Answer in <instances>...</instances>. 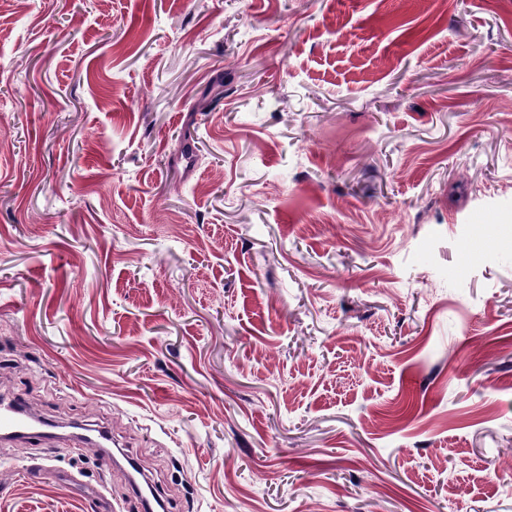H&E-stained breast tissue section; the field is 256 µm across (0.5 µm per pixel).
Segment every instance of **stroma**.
<instances>
[{
  "mask_svg": "<svg viewBox=\"0 0 512 512\" xmlns=\"http://www.w3.org/2000/svg\"><path fill=\"white\" fill-rule=\"evenodd\" d=\"M0 397L167 512H512V0H0Z\"/></svg>",
  "mask_w": 512,
  "mask_h": 512,
  "instance_id": "obj_1",
  "label": "stroma"
}]
</instances>
